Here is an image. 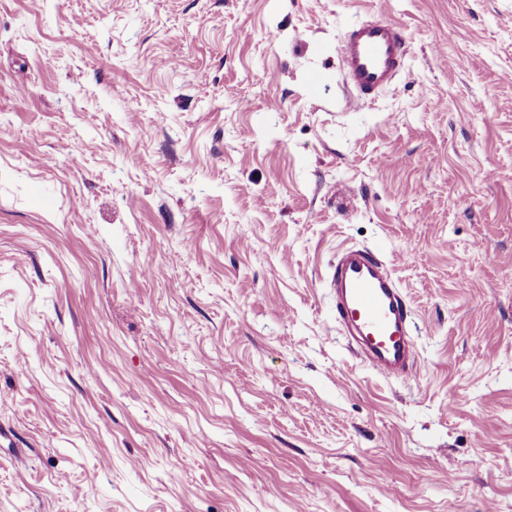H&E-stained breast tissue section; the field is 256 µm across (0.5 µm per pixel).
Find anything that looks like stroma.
<instances>
[{
    "label": "stroma",
    "instance_id": "1",
    "mask_svg": "<svg viewBox=\"0 0 512 512\" xmlns=\"http://www.w3.org/2000/svg\"><path fill=\"white\" fill-rule=\"evenodd\" d=\"M362 19L409 43L370 106ZM0 427V512H512V0H0ZM335 51L347 93L370 104L402 74L409 47L399 25L359 21L344 31ZM331 287L350 350L385 379L407 377L416 364L412 311L386 264L366 249L347 248Z\"/></svg>",
    "mask_w": 512,
    "mask_h": 512
}]
</instances>
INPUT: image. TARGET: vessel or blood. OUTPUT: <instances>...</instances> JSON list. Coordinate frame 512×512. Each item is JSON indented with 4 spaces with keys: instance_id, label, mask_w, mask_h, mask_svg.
I'll list each match as a JSON object with an SVG mask.
<instances>
[{
    "instance_id": "obj_1",
    "label": "vessel or blood",
    "mask_w": 512,
    "mask_h": 512,
    "mask_svg": "<svg viewBox=\"0 0 512 512\" xmlns=\"http://www.w3.org/2000/svg\"><path fill=\"white\" fill-rule=\"evenodd\" d=\"M409 53L403 29L389 21H359L336 43L347 93L372 103L405 69ZM331 286L336 323L351 351L386 379L408 376L416 364L412 311L385 263L365 249L337 258Z\"/></svg>"
}]
</instances>
